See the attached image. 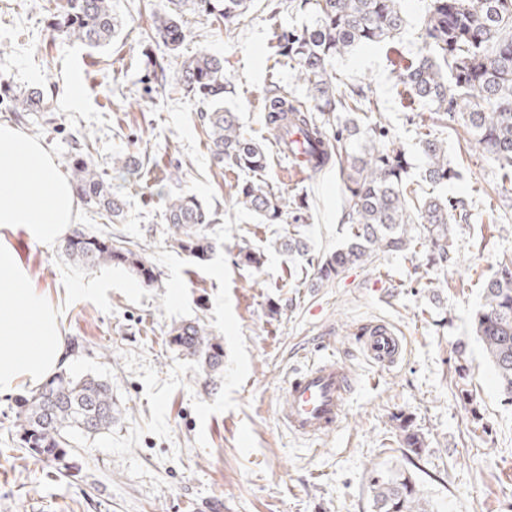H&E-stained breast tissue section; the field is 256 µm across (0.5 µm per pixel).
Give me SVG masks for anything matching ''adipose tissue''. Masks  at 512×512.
Wrapping results in <instances>:
<instances>
[{"instance_id":"ef3b65f1","label":"adipose tissue","mask_w":512,"mask_h":512,"mask_svg":"<svg viewBox=\"0 0 512 512\" xmlns=\"http://www.w3.org/2000/svg\"><path fill=\"white\" fill-rule=\"evenodd\" d=\"M78 197L43 145L0 123V229L52 240L76 223ZM64 339L56 313L32 288L16 254L0 245V391L57 366Z\"/></svg>"}]
</instances>
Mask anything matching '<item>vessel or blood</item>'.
<instances>
[{"instance_id": "1", "label": "vessel or blood", "mask_w": 512, "mask_h": 512, "mask_svg": "<svg viewBox=\"0 0 512 512\" xmlns=\"http://www.w3.org/2000/svg\"><path fill=\"white\" fill-rule=\"evenodd\" d=\"M366 355L382 366H392L402 351L395 328L386 322L365 325L356 334ZM355 381L334 353L324 354L293 371L277 418L294 437L317 440L338 428Z\"/></svg>"}]
</instances>
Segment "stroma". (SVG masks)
<instances>
[{
	"label": "stroma",
	"mask_w": 512,
	"mask_h": 512,
	"mask_svg": "<svg viewBox=\"0 0 512 512\" xmlns=\"http://www.w3.org/2000/svg\"><path fill=\"white\" fill-rule=\"evenodd\" d=\"M427 3L404 0L399 37L356 49L333 67L364 87L379 108L377 123L411 163L420 161L419 132L447 140L460 176L441 192L465 199L471 219L451 225L448 265L393 252L321 284V257L346 242L338 175L325 169L288 179L263 112L271 82L306 96L273 45L275 32L302 28L309 12L288 0H254L230 31L189 14L188 36L173 55L154 37L161 0H112L122 27L98 48L49 28L62 0H0V82L53 94L51 122L1 109L0 122L42 143L67 177L73 139L88 133L90 159L126 209L109 225L80 205L76 229L128 241L154 270L149 281L123 265L87 270L58 241L0 230L56 310L70 346L65 370L108 381L120 410L110 431L79 443L61 465L19 446L15 401L32 384L0 394V512H373L370 471L409 467L437 512H512V406L473 330L485 279L512 257V184L466 146L452 118L400 93L396 75L418 51ZM199 51L224 60V105L267 152L261 180L306 203L282 223H261L240 208L243 174L211 159L207 129L176 77L177 57ZM156 60L166 65L165 80L154 76ZM119 156L135 157L140 173L121 176L112 167ZM186 193L216 213L203 228L212 248L199 259L178 248L165 221L169 198ZM294 234L307 241L306 254L284 250ZM245 244L263 252L260 268L237 264ZM380 320L404 337L390 369L369 362L355 341L359 325ZM186 322L221 342V371L205 374L172 345V329ZM326 349L350 365L356 388L338 429L304 441L284 429L276 408L288 375ZM460 356L471 367L481 431L455 386ZM401 415L424 439L414 466Z\"/></svg>",
	"instance_id": "stroma-1"
}]
</instances>
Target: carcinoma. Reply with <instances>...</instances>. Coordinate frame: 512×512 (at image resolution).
Masks as SVG:
<instances>
[{"mask_svg": "<svg viewBox=\"0 0 512 512\" xmlns=\"http://www.w3.org/2000/svg\"><path fill=\"white\" fill-rule=\"evenodd\" d=\"M157 14L155 37L170 51L186 38L183 14L204 13L229 27L240 22L253 0H166ZM310 9L312 22L303 29L277 36L276 54L288 61L306 89L307 102L288 97L273 85L264 111L274 134L285 126L307 131L309 142L321 146L318 168L337 167L348 203L347 242L320 262L321 277L329 280L346 269L372 263L381 254H419L445 265L451 260L448 225L467 220L465 203L444 196H425L408 182L411 163L399 147L381 142L377 125L359 123L356 112L375 111L361 86L340 90L342 79L329 67L353 48L379 43L401 34L403 0H290ZM55 26L67 38L99 47L115 36L121 21L112 0H66ZM421 46L398 75L403 91L433 113L460 111L467 134L481 154L494 162L501 179L512 181V0H429L420 33ZM178 79L185 94L199 104L209 129L210 152L219 168L254 175L267 166V154L249 139L237 113L224 108V61L201 52L180 63ZM10 112H46L40 90L14 91L0 101ZM344 112L343 119L339 113ZM89 135L75 141L73 186L88 205L114 217L125 202L112 194L95 166L83 156ZM421 181L445 185L457 176L448 160V146L429 133L419 137ZM237 203L256 213L265 224H279L288 202L262 182L238 187ZM171 237L188 255L201 258L211 243L199 226L214 221V213L195 196L172 197L166 206ZM422 224L423 235L407 234V226ZM60 250L86 269L104 264L127 265L142 278L153 279L152 268L132 249L112 242V233L87 237L79 232L63 238ZM477 336L494 369L503 400L512 405V259L500 263L483 288V303L475 318ZM172 344L199 358L203 369L216 372L224 364V349L198 323H182L172 331ZM460 398L471 406V423L482 425L469 389V369L459 363ZM118 409L112 385L91 375L60 371L46 379L17 406L15 423L23 447L38 457L56 461L73 448L71 436L94 438L112 427ZM403 445L419 453L424 440L412 423L400 419ZM373 512H434L421 483L407 470H372Z\"/></svg>", "mask_w": 512, "mask_h": 512, "instance_id": "carcinoma-1", "label": "carcinoma"}]
</instances>
